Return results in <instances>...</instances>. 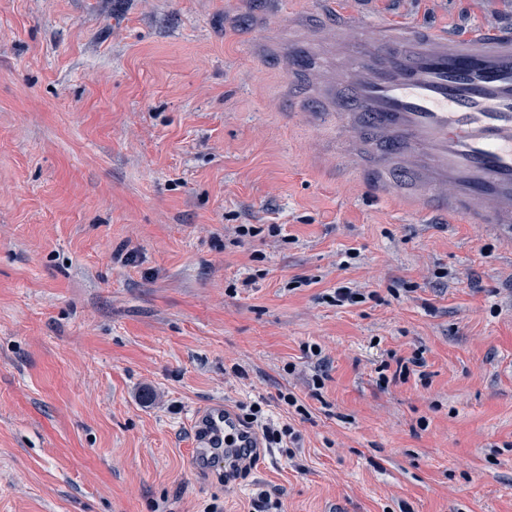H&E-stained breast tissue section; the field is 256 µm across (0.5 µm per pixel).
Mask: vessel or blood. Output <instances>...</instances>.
<instances>
[{
    "mask_svg": "<svg viewBox=\"0 0 512 512\" xmlns=\"http://www.w3.org/2000/svg\"><path fill=\"white\" fill-rule=\"evenodd\" d=\"M262 0L253 55L292 82L272 106L335 132L308 140L329 175L427 224H482L512 237V30L466 35L355 20L321 0L322 24ZM194 465L236 470L264 443L225 404L195 412Z\"/></svg>",
    "mask_w": 512,
    "mask_h": 512,
    "instance_id": "vessel-or-blood-1",
    "label": "vessel or blood"
}]
</instances>
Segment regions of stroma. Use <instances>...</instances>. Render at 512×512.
<instances>
[{
  "mask_svg": "<svg viewBox=\"0 0 512 512\" xmlns=\"http://www.w3.org/2000/svg\"><path fill=\"white\" fill-rule=\"evenodd\" d=\"M237 28L224 0H0V512H512V241L314 170ZM214 402L299 439L195 468Z\"/></svg>",
  "mask_w": 512,
  "mask_h": 512,
  "instance_id": "obj_1",
  "label": "stroma"
}]
</instances>
